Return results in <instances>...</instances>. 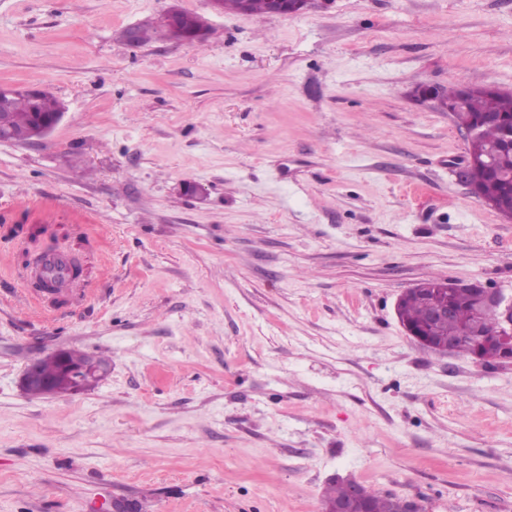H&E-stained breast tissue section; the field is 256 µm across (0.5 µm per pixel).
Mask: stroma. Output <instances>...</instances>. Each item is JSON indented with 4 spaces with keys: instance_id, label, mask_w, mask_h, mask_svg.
<instances>
[{
    "instance_id": "35a3bbf8",
    "label": "stroma",
    "mask_w": 512,
    "mask_h": 512,
    "mask_svg": "<svg viewBox=\"0 0 512 512\" xmlns=\"http://www.w3.org/2000/svg\"><path fill=\"white\" fill-rule=\"evenodd\" d=\"M173 7L203 43L127 40ZM460 83L512 93V0H0V86L66 109L0 142V512H319L347 479L512 512V363L423 349L396 313L429 278L512 289V221L410 95ZM46 212L34 244L79 254L90 296L42 314L10 230ZM61 347L108 375L24 394Z\"/></svg>"
}]
</instances>
